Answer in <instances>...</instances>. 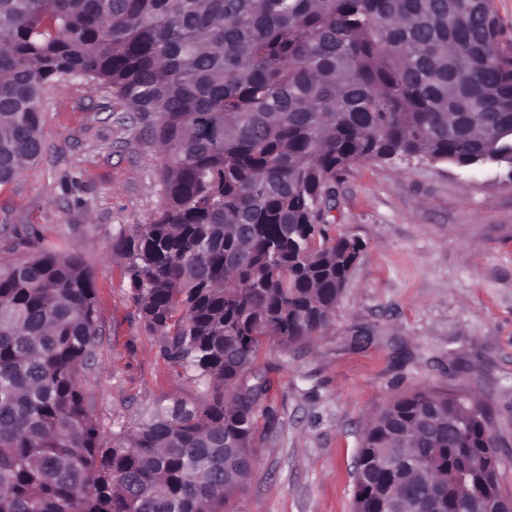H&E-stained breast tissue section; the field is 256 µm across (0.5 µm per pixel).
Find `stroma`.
Wrapping results in <instances>:
<instances>
[{"instance_id":"stroma-1","label":"stroma","mask_w":512,"mask_h":512,"mask_svg":"<svg viewBox=\"0 0 512 512\" xmlns=\"http://www.w3.org/2000/svg\"><path fill=\"white\" fill-rule=\"evenodd\" d=\"M44 152L0 185V260L38 243L74 250L97 283L101 336L83 380L91 415L134 426L202 390L160 355L112 256L119 228L162 204L161 156L96 82L47 87ZM329 216L365 244L329 326L308 343L263 347L271 389L236 512H353V462L369 418L422 386L463 388L489 413L512 494V172L446 163L349 167Z\"/></svg>"}]
</instances>
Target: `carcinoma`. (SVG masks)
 <instances>
[{
	"instance_id": "obj_1",
	"label": "carcinoma",
	"mask_w": 512,
	"mask_h": 512,
	"mask_svg": "<svg viewBox=\"0 0 512 512\" xmlns=\"http://www.w3.org/2000/svg\"><path fill=\"white\" fill-rule=\"evenodd\" d=\"M493 0H0V184L43 151L44 87L112 89L162 155V205L112 254L162 356L205 387L132 429L90 415L97 285L45 244L0 263V512H233L269 392L263 344L320 335L364 250L331 234L334 186L369 161L512 169V46ZM443 425L408 493L448 489L487 445L476 398L422 387L369 421L354 512H379L393 426Z\"/></svg>"
}]
</instances>
